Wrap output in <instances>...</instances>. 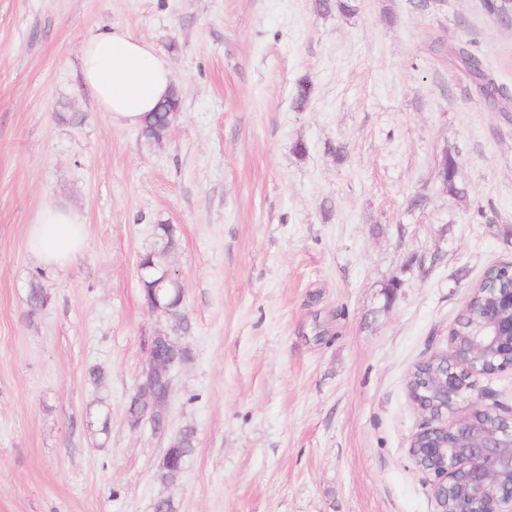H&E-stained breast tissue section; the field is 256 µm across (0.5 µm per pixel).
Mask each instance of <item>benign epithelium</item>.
Masks as SVG:
<instances>
[{
    "instance_id": "1",
    "label": "benign epithelium",
    "mask_w": 512,
    "mask_h": 512,
    "mask_svg": "<svg viewBox=\"0 0 512 512\" xmlns=\"http://www.w3.org/2000/svg\"><path fill=\"white\" fill-rule=\"evenodd\" d=\"M482 319L488 336L482 348L493 357L508 356L509 362L500 370L511 369L512 287L494 289L493 299L482 310ZM442 356L452 364L445 387L452 390L454 401L449 414L437 418V422L454 429L466 442V447L423 449L431 463L420 467V470L431 478L437 512H443L440 492H448V487L456 483L462 473L473 497L466 501L459 512H512V484L505 490L486 493L488 487L497 484L501 471L512 472V416L507 418L506 425L495 430L483 429L472 422L470 415L476 411L486 414L497 412V409L473 399L482 372H470L469 383L457 389L454 371L468 369V361L455 352L451 342ZM464 404L468 406L465 411L462 410Z\"/></svg>"
}]
</instances>
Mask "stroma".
<instances>
[{
  "label": "stroma",
  "instance_id": "obj_1",
  "mask_svg": "<svg viewBox=\"0 0 512 512\" xmlns=\"http://www.w3.org/2000/svg\"><path fill=\"white\" fill-rule=\"evenodd\" d=\"M338 2L0 0V512H435L407 376L512 263V109L448 45L512 93V20L484 0ZM105 27L168 62L162 141L83 88L81 43ZM445 155L463 197L436 177ZM47 202L87 230L61 269L28 250ZM160 224L188 321L162 432L126 415L170 322L138 276ZM185 429L193 454L164 481ZM448 57L460 63L477 79L478 88L481 93L489 86L496 87L494 82L484 73L480 59L471 52L467 44L457 43L448 45Z\"/></svg>",
  "mask_w": 512,
  "mask_h": 512
}]
</instances>
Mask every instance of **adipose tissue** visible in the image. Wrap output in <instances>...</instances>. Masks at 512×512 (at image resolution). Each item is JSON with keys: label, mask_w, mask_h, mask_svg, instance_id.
Returning a JSON list of instances; mask_svg holds the SVG:
<instances>
[{"label": "adipose tissue", "mask_w": 512, "mask_h": 512, "mask_svg": "<svg viewBox=\"0 0 512 512\" xmlns=\"http://www.w3.org/2000/svg\"><path fill=\"white\" fill-rule=\"evenodd\" d=\"M80 68L86 91L112 123L122 126L143 124L172 84L168 63L121 28L88 35ZM29 243L41 264L61 268L84 249L85 226L71 209L48 204L30 226Z\"/></svg>", "instance_id": "obj_1"}]
</instances>
